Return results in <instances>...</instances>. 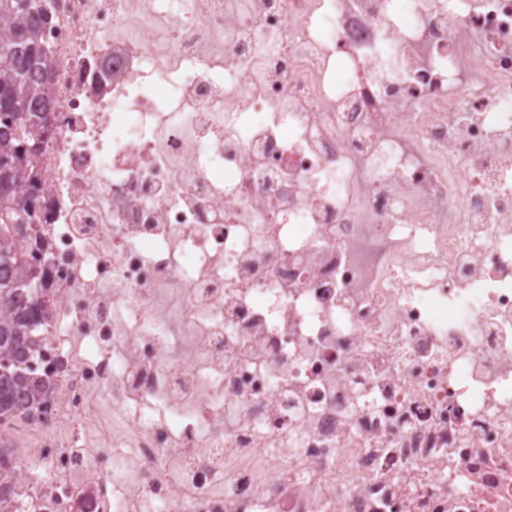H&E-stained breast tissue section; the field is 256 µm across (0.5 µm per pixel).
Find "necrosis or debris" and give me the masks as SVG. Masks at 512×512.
<instances>
[{"mask_svg":"<svg viewBox=\"0 0 512 512\" xmlns=\"http://www.w3.org/2000/svg\"><path fill=\"white\" fill-rule=\"evenodd\" d=\"M50 7L0 512H512V0Z\"/></svg>","mask_w":512,"mask_h":512,"instance_id":"1","label":"necrosis or debris"}]
</instances>
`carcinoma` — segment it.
Segmentation results:
<instances>
[{
  "label": "carcinoma",
  "instance_id": "obj_1",
  "mask_svg": "<svg viewBox=\"0 0 512 512\" xmlns=\"http://www.w3.org/2000/svg\"><path fill=\"white\" fill-rule=\"evenodd\" d=\"M0 420L29 416L53 387L52 372L34 367L42 355L36 334L49 318L38 296L42 272L27 258L21 225L32 224L41 176L32 158L46 139L51 110L52 52L41 40L50 19L46 0H0Z\"/></svg>",
  "mask_w": 512,
  "mask_h": 512
}]
</instances>
